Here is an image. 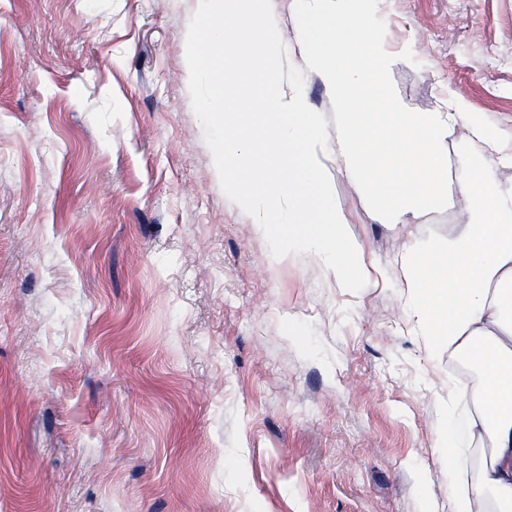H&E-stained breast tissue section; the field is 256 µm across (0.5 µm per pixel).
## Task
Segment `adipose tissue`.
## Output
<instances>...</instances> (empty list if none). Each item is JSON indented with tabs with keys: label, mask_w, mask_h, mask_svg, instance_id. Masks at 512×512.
I'll return each instance as SVG.
<instances>
[{
	"label": "adipose tissue",
	"mask_w": 512,
	"mask_h": 512,
	"mask_svg": "<svg viewBox=\"0 0 512 512\" xmlns=\"http://www.w3.org/2000/svg\"><path fill=\"white\" fill-rule=\"evenodd\" d=\"M469 221L441 245L421 244L403 256L407 304L422 335L449 352L476 355L483 379L480 408L449 388L446 438L458 451L462 434L487 438L479 469H460L452 512H476L491 495L512 512V186L496 182L482 155L469 159L457 184Z\"/></svg>",
	"instance_id": "ef3b65f1"
}]
</instances>
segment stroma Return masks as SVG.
I'll return each instance as SVG.
<instances>
[{
  "instance_id": "obj_1",
  "label": "stroma",
  "mask_w": 512,
  "mask_h": 512,
  "mask_svg": "<svg viewBox=\"0 0 512 512\" xmlns=\"http://www.w3.org/2000/svg\"><path fill=\"white\" fill-rule=\"evenodd\" d=\"M295 0H271L303 96ZM199 0H0V512H451L448 385L400 258L466 202L392 225L328 157L370 276L274 257L193 111ZM400 102L512 137V0H379ZM411 50L413 61L403 60Z\"/></svg>"
}]
</instances>
